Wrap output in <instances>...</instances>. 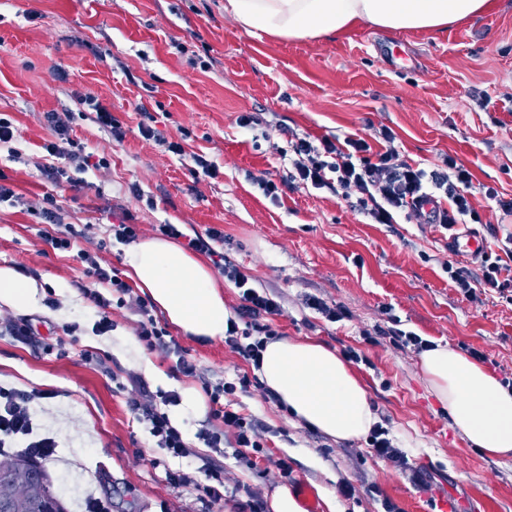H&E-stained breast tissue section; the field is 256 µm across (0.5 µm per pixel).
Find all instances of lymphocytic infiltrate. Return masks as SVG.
I'll list each match as a JSON object with an SVG mask.
<instances>
[{"mask_svg": "<svg viewBox=\"0 0 512 512\" xmlns=\"http://www.w3.org/2000/svg\"><path fill=\"white\" fill-rule=\"evenodd\" d=\"M72 120L69 112L46 115L55 139L44 146L46 158L40 170L56 183L68 178L70 171L81 172L91 164L90 155L85 154L83 146L70 135ZM380 137L383 144L377 150L361 137L348 136L341 142L323 138L316 143L296 138L291 144L285 177L276 182L262 174L256 176L254 182L275 202L280 200L283 191L299 187L326 189L344 198H355L361 212L376 224L396 223L403 214L422 215L423 204L430 201L438 206L436 224L446 231H454L461 224L480 223L481 217L471 202L474 184L468 169L451 159L447 162V171L426 170L404 159L391 129H381ZM159 230L164 236L184 239L187 249L210 256L225 280L239 289L237 319L230 322L226 341L244 361L259 364L265 342L279 334L273 323L280 311L278 302L270 294L257 291L252 285V276L216 250L215 244L223 239V232L212 228L203 234L187 235L177 224H163ZM506 241L502 254L495 256L486 252L481 255L480 271L476 274L460 266L456 259H449L448 277L460 293L472 297L479 291H492L512 303V235L507 236ZM81 260L86 276L95 282L86 296L97 309L93 330L100 336L113 327V297L129 295L131 288L117 270L102 267L95 254L82 252ZM136 307L141 316L137 328L139 340L147 349L162 348L176 353V372L192 375L194 364L181 356L180 345L169 338L166 328L158 326L150 313L149 300L137 299ZM250 385L249 377L242 375L237 381L207 388L206 393L214 406V417L233 429L236 447L256 449L260 443L254 419L231 409L228 403L230 396L247 391ZM142 396L138 408L149 422L157 447L174 458L191 456L192 450L183 432L172 424L168 414L154 408V394L146 390ZM43 397V392L36 389L28 391L0 383L1 457L24 456L44 463L53 459L57 448L54 438L38 434L34 426L33 408Z\"/></svg>", "mask_w": 512, "mask_h": 512, "instance_id": "1", "label": "lymphocytic infiltrate"}]
</instances>
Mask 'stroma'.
Here are the masks:
<instances>
[{
	"mask_svg": "<svg viewBox=\"0 0 512 512\" xmlns=\"http://www.w3.org/2000/svg\"><path fill=\"white\" fill-rule=\"evenodd\" d=\"M94 95L125 130L115 141L81 119L78 98ZM74 114L72 136L100 159L79 173L83 188L55 185L38 168L52 139L46 113ZM253 128L236 124L240 113ZM0 113L16 129L21 160L0 152V173L18 195L0 204V266L20 276L36 271L40 305L27 316L40 346L0 334V381L47 392L39 414L59 443L46 471L67 512H86L96 493L112 512H241L249 498L269 504L275 491L310 485L320 512H437L435 494L451 492L477 512H512V459L472 448L447 410L431 395L414 347L385 336L389 315L403 330L461 351L477 349L498 378H512V304L488 293L470 299L444 270L448 234L436 224H371L350 201L312 188L285 192L272 202L250 179L284 173L282 152L291 133L374 139L391 128L410 163L428 169L454 158L473 175V206L487 247L498 250L512 234V217L486 197L512 199V0L438 34L390 32L368 25L342 37L282 40L246 34L225 17L220 0H0ZM187 152L179 157L138 131L146 116ZM206 155L217 177L194 176L189 153ZM58 196L66 223L82 229L77 250L54 249L36 216L45 194ZM139 238L159 236L163 224L186 233L215 228L219 249L250 273L254 287L276 294L275 323L283 335L309 336L334 351L351 346L379 424L411 465L430 479L417 489L399 464L374 455L366 437L336 441L267 398L262 383L237 394L245 413L261 423L260 452L235 455L232 430L212 414L166 406L193 456L170 457L157 448L142 414L131 404L139 390L184 394L253 374L224 339L178 336L194 375L176 373L175 355L140 348L139 317L112 311L115 327L93 333L94 305L83 295L91 280L78 250L102 266L124 270L126 243L109 226L124 217ZM345 308L331 323L306 307V295ZM79 324L66 335L67 324ZM223 430V497L201 489V470L213 449L199 435ZM291 471L283 473L280 459ZM185 473L167 480V471ZM350 483L351 496L339 493Z\"/></svg>",
	"mask_w": 512,
	"mask_h": 512,
	"instance_id": "1",
	"label": "stroma"
}]
</instances>
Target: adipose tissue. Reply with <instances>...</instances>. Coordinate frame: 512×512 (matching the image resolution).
Listing matches in <instances>:
<instances>
[{"mask_svg": "<svg viewBox=\"0 0 512 512\" xmlns=\"http://www.w3.org/2000/svg\"><path fill=\"white\" fill-rule=\"evenodd\" d=\"M494 0H224V14L247 34L318 40L366 24L388 30L441 32L482 14ZM127 276L187 336L224 335L230 312L210 268L175 243L152 238L130 246ZM40 286L0 267V303L16 310L38 306ZM422 373L467 441L487 455L512 459V388L481 364L447 345L423 350ZM260 381L290 411L336 440L367 434L378 421L350 366L320 341L305 336L267 342Z\"/></svg>", "mask_w": 512, "mask_h": 512, "instance_id": "ef3b65f1", "label": "adipose tissue"}]
</instances>
